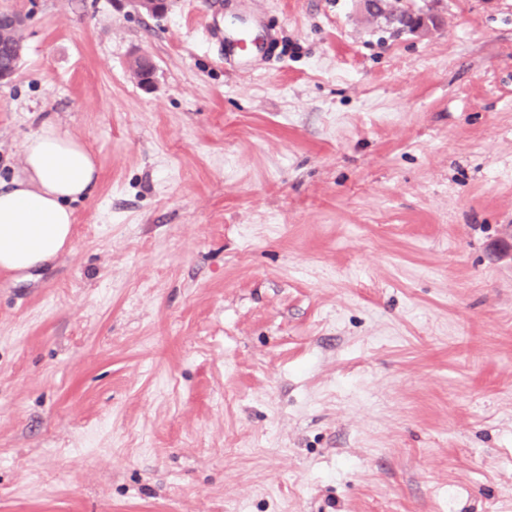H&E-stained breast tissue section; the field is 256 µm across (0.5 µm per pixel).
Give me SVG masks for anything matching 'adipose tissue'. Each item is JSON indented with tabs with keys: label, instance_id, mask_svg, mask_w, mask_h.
I'll return each instance as SVG.
<instances>
[{
	"label": "adipose tissue",
	"instance_id": "adipose-tissue-1",
	"mask_svg": "<svg viewBox=\"0 0 512 512\" xmlns=\"http://www.w3.org/2000/svg\"><path fill=\"white\" fill-rule=\"evenodd\" d=\"M21 175L0 188V269L27 271L49 263L72 231L71 202L89 194L99 170L90 145L47 122L23 146Z\"/></svg>",
	"mask_w": 512,
	"mask_h": 512
}]
</instances>
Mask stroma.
<instances>
[{"mask_svg": "<svg viewBox=\"0 0 512 512\" xmlns=\"http://www.w3.org/2000/svg\"><path fill=\"white\" fill-rule=\"evenodd\" d=\"M390 3L0 0V184L101 167L0 269V512H512V0ZM22 41L20 31L10 28H1L0 26V81H8L14 73L6 71H15L19 56L14 45ZM24 166L0 186V269L27 271L49 263L71 237L70 202L89 194L99 170L90 145L46 122L23 146Z\"/></svg>", "mask_w": 512, "mask_h": 512, "instance_id": "1", "label": "stroma"}]
</instances>
